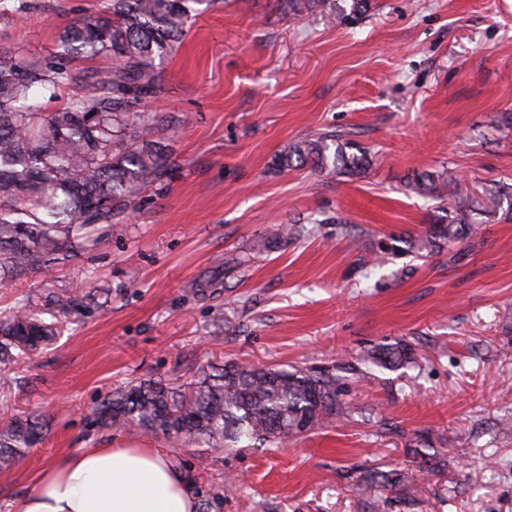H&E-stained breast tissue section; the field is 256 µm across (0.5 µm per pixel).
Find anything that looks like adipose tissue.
I'll return each mask as SVG.
<instances>
[{
  "label": "adipose tissue",
  "mask_w": 512,
  "mask_h": 512,
  "mask_svg": "<svg viewBox=\"0 0 512 512\" xmlns=\"http://www.w3.org/2000/svg\"><path fill=\"white\" fill-rule=\"evenodd\" d=\"M189 483L159 448H80L49 465L15 512H197Z\"/></svg>",
  "instance_id": "ef3b65f1"
}]
</instances>
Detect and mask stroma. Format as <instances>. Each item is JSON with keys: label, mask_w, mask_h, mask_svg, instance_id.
<instances>
[{"label": "stroma", "mask_w": 512, "mask_h": 512, "mask_svg": "<svg viewBox=\"0 0 512 512\" xmlns=\"http://www.w3.org/2000/svg\"><path fill=\"white\" fill-rule=\"evenodd\" d=\"M0 22V51L47 55L102 0H37ZM351 23L289 14L285 0H215L158 61L152 112L190 115L176 163L83 263L0 287V314L49 310L61 291L93 294L60 319L57 341L0 370V426L49 421L42 444L0 469V512L49 463L79 448H164L193 481L201 512H512V204L477 214L480 234L424 257L408 240L447 214L417 196L440 172L458 200L512 192V0H375ZM345 131L369 148L357 176L281 169L290 144ZM357 225L347 235L332 216ZM275 224L301 226L282 245ZM241 265L225 272L224 260ZM223 286L200 295L199 284ZM403 340V368L350 381L352 413L287 447L200 448L93 423L108 391L151 378L190 382L240 361L315 370ZM456 467L422 473L412 451ZM421 478L418 506L374 510L349 474Z\"/></svg>", "instance_id": "1"}]
</instances>
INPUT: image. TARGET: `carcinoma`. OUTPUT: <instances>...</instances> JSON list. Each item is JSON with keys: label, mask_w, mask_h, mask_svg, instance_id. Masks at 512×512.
Returning <instances> with one entry per match:
<instances>
[{"label": "carcinoma", "mask_w": 512, "mask_h": 512, "mask_svg": "<svg viewBox=\"0 0 512 512\" xmlns=\"http://www.w3.org/2000/svg\"><path fill=\"white\" fill-rule=\"evenodd\" d=\"M212 0H107L64 29L55 48L33 61L0 51V284L32 274H52L74 264L100 241V230L143 202L148 187L174 164L172 141L187 117L148 112L145 101L165 91L155 60L168 55L193 25L197 5ZM0 0V21L27 13L17 0ZM293 14L354 20L374 0H287ZM108 58L100 73L90 62ZM367 149L348 134H322L289 146L279 166L310 164L338 175H358L371 165ZM424 198L446 201L457 188L438 174L409 184ZM473 209L459 205L448 223L411 241L421 255L480 227ZM89 295L58 293L51 310L65 315ZM56 328L21 306L0 318V365L7 366L55 341ZM405 341L378 344L358 358L363 368L338 363L320 371L303 367L226 362L198 372L180 390L161 379L128 385L102 397L94 422L106 429L162 434L199 448H281L329 422L350 415L340 395L347 375L375 366L410 363ZM46 423L19 418L0 429V468L40 444ZM359 489L386 503L398 492L413 503L418 489L407 473L368 469Z\"/></svg>", "instance_id": "cac0c4a2"}]
</instances>
